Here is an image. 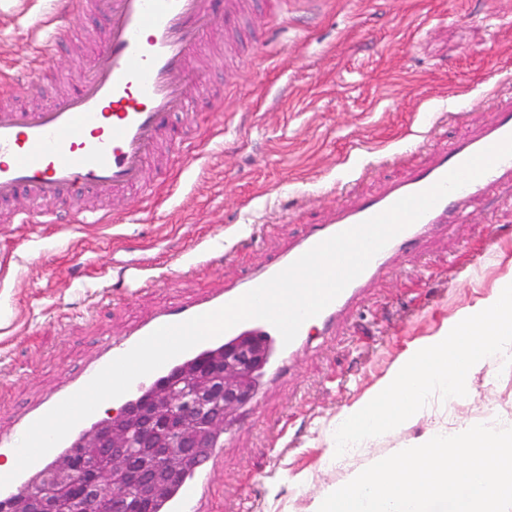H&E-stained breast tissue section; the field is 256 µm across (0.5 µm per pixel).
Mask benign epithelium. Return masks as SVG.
Wrapping results in <instances>:
<instances>
[{
	"instance_id": "1",
	"label": "benign epithelium",
	"mask_w": 512,
	"mask_h": 512,
	"mask_svg": "<svg viewBox=\"0 0 512 512\" xmlns=\"http://www.w3.org/2000/svg\"><path fill=\"white\" fill-rule=\"evenodd\" d=\"M274 349L265 336L244 332L224 343L220 360L199 362L193 398L157 380L120 411L87 429L55 465L53 486L29 492L26 512H147L166 485L206 460L215 437L253 397L257 375Z\"/></svg>"
}]
</instances>
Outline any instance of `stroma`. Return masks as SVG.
<instances>
[{
  "mask_svg": "<svg viewBox=\"0 0 512 512\" xmlns=\"http://www.w3.org/2000/svg\"><path fill=\"white\" fill-rule=\"evenodd\" d=\"M54 0H0V94L38 88L49 72L92 63L101 19L53 66L30 63L49 37ZM265 14L209 37L224 55L196 65L221 112L191 123L198 155L155 179L157 210L109 224L13 223L0 209V423L54 391L105 339L157 310L260 271L321 217L324 198L374 194L444 141L467 137L496 107L490 78L512 95V15L496 0H270ZM268 11V12H269ZM255 224L273 234H252ZM232 248L214 253L215 244ZM141 266L154 288L129 294L124 270ZM512 276V183L471 201L453 229L394 257L363 303L329 335H313L279 378L239 409L211 469L208 512H313L317 497L439 427L512 418V368L488 362L455 406L435 400L410 422L346 458L326 431L374 395L417 347L475 309Z\"/></svg>",
  "mask_w": 512,
  "mask_h": 512,
  "instance_id": "stroma-1",
  "label": "stroma"
}]
</instances>
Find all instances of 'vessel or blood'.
I'll list each match as a JSON object with an SVG mask.
<instances>
[{"instance_id":"vessel-or-blood-1","label":"vessel or blood","mask_w":512,"mask_h":512,"mask_svg":"<svg viewBox=\"0 0 512 512\" xmlns=\"http://www.w3.org/2000/svg\"><path fill=\"white\" fill-rule=\"evenodd\" d=\"M59 20L40 49L52 58L71 29L66 20L93 10L104 21L89 70L79 74L70 92L42 106L0 104V204L13 207L19 222L40 214L42 200H61L76 187L98 199V206L82 210L78 220L97 222L103 208L127 210L129 199L145 209L153 197L149 177L161 141L173 148L185 144L173 118L196 111L203 77L193 60L207 34L238 19L232 8L218 10L216 0H60ZM512 135V102L497 107L492 118L467 138L436 147L426 163L404 178L389 182L378 194L351 196L325 208L322 220L261 272L227 282L196 300L160 309L123 337L105 342L99 353L40 403L24 409L13 427H0V454H14L16 432L27 428L67 397L81 390L114 359L130 351L157 328L178 324L214 311L263 284L308 250L385 211L399 199L425 191L473 155ZM512 182V157L442 198L419 220L402 230L378 252L321 313L301 325L296 338L284 343L280 332L262 319L242 321L241 327L269 336L280 361L292 358L309 338L310 329L332 330L337 318L359 306L373 278L386 272L393 256L406 246L423 242L437 225H451L469 201L485 195L501 182ZM65 449L57 444L45 456L0 489L11 497L22 491L33 474L43 470ZM210 485L206 470L195 468L176 484L163 503L164 512H201Z\"/></svg>"}]
</instances>
